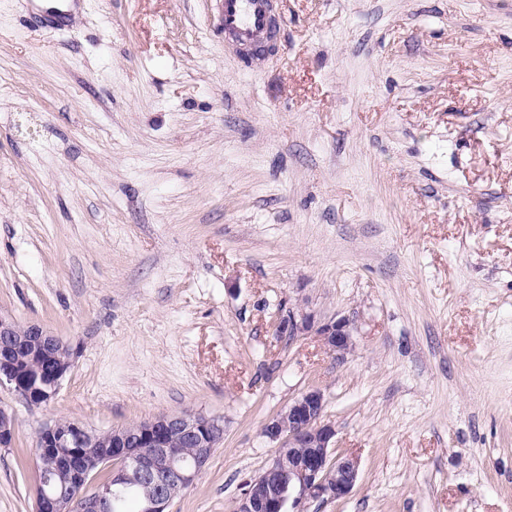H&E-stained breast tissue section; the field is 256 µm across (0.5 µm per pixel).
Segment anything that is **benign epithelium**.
<instances>
[{
	"instance_id": "1",
	"label": "benign epithelium",
	"mask_w": 512,
	"mask_h": 512,
	"mask_svg": "<svg viewBox=\"0 0 512 512\" xmlns=\"http://www.w3.org/2000/svg\"><path fill=\"white\" fill-rule=\"evenodd\" d=\"M276 334L295 339L318 337L324 350L342 361L355 347V327L347 318L321 321L312 313L288 310L275 324ZM74 349L63 338L36 324L22 326L0 316V384L29 404L51 402L69 371ZM48 365L35 375L25 361ZM324 391L310 386L263 425V436L274 445L275 455L256 479L248 484L237 512H306L309 500L322 502L348 497L357 482L360 462L351 453L335 448V428L323 420ZM99 432L85 424L59 419L38 434L36 447L49 450L50 465L38 472L36 512H109L111 499L105 485L163 487L192 485L213 449L224 440V419L200 413L163 414L138 424L111 430V438L97 461L89 463L84 449L98 447ZM14 418L0 407V446L11 445ZM196 449L189 464L181 448ZM71 467L68 487L56 491L51 474ZM103 479L94 490L88 485ZM170 500L157 493L145 500L141 512H167Z\"/></svg>"
}]
</instances>
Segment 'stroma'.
<instances>
[{"label":"stroma","mask_w":512,"mask_h":512,"mask_svg":"<svg viewBox=\"0 0 512 512\" xmlns=\"http://www.w3.org/2000/svg\"><path fill=\"white\" fill-rule=\"evenodd\" d=\"M42 2L0 0V316L76 354L0 385V512L54 421L182 412L224 440L168 512H236L310 385L360 468L307 512H512V0H274L258 55L221 0ZM277 335L295 339L298 336H318L324 350L343 361L355 347V327L348 318L318 320L313 313L295 311L288 308V313H281L275 324Z\"/></svg>","instance_id":"obj_1"}]
</instances>
